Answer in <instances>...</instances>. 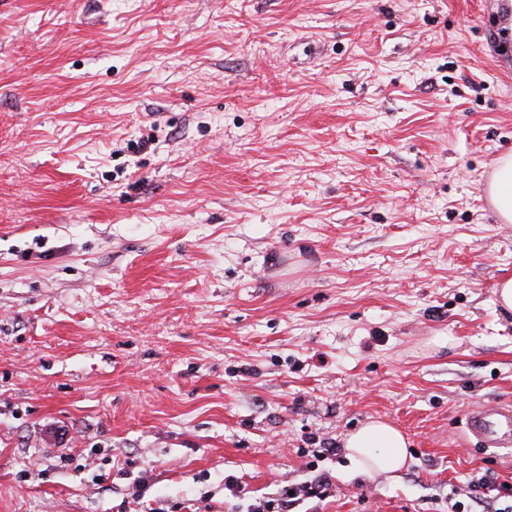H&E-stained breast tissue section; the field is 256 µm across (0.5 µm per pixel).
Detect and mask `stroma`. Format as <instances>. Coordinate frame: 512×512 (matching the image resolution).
I'll use <instances>...</instances> for the list:
<instances>
[{"mask_svg": "<svg viewBox=\"0 0 512 512\" xmlns=\"http://www.w3.org/2000/svg\"><path fill=\"white\" fill-rule=\"evenodd\" d=\"M506 152L512 0H0V512H476ZM489 193L501 220L512 223V154L498 159ZM350 456L356 459L365 475L399 471L406 460V439L393 425L377 420L350 434L345 442ZM279 486L277 498H254L247 512H295L293 509L300 501L326 498L332 480L328 473L323 472L302 483L288 484V481H282ZM290 491H294V494L290 495Z\"/></svg>", "mask_w": 512, "mask_h": 512, "instance_id": "35a3bbf8", "label": "stroma"}]
</instances>
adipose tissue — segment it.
<instances>
[{
    "instance_id": "ef3b65f1",
    "label": "adipose tissue",
    "mask_w": 512,
    "mask_h": 512,
    "mask_svg": "<svg viewBox=\"0 0 512 512\" xmlns=\"http://www.w3.org/2000/svg\"><path fill=\"white\" fill-rule=\"evenodd\" d=\"M365 475L399 471L406 460V439L393 425L377 420L350 434L345 442Z\"/></svg>"
}]
</instances>
